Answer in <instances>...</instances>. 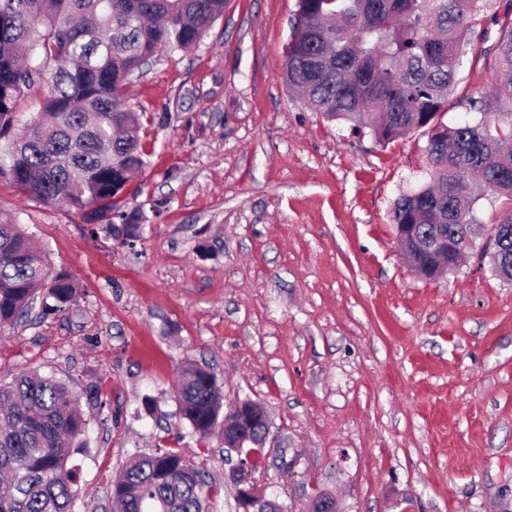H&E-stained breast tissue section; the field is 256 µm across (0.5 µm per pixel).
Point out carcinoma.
Returning a JSON list of instances; mask_svg holds the SVG:
<instances>
[{
	"mask_svg": "<svg viewBox=\"0 0 512 512\" xmlns=\"http://www.w3.org/2000/svg\"><path fill=\"white\" fill-rule=\"evenodd\" d=\"M228 0H0V182L26 198L61 203L91 233L137 237L126 187L146 160L139 117L122 105L141 62L162 48L200 42ZM485 0H298L284 74L304 104L385 145L427 129L428 179L394 201L396 229L414 225L410 256L424 272L435 255L422 243L434 225L463 238L482 223L478 202L499 204L491 232L512 265V6L490 17ZM499 81L488 92L451 99L467 56ZM50 81H45L47 68ZM38 97L40 112L19 126L17 104ZM468 116L436 120L448 107ZM78 292L64 271L49 276L44 249L0 212V332L42 298L63 312ZM178 413L201 437L224 432L217 380L196 365L178 381ZM87 419L70 385L31 371L0 385V512H72L80 493L72 449ZM219 486L176 448L135 456L115 480L112 512H207Z\"/></svg>",
	"mask_w": 512,
	"mask_h": 512,
	"instance_id": "cac0c4a2",
	"label": "carcinoma"
}]
</instances>
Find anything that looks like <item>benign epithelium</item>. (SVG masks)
<instances>
[{"label": "benign epithelium", "mask_w": 512, "mask_h": 512, "mask_svg": "<svg viewBox=\"0 0 512 512\" xmlns=\"http://www.w3.org/2000/svg\"><path fill=\"white\" fill-rule=\"evenodd\" d=\"M483 234V227H478L474 234H467L463 240H450L438 234L432 240L429 250L445 253L451 260H456L459 252L472 244L474 235ZM262 426L260 436L250 432V427ZM271 420L266 408L251 400L239 402L232 411L224 415V448L229 453H236L239 459L224 478L237 490L239 505L243 512H257L258 507L266 502L276 512H284V507L275 499L267 498L257 487L253 474L263 464L264 448L270 434Z\"/></svg>", "instance_id": "1"}]
</instances>
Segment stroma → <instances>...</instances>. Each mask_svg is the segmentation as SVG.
<instances>
[{
  "instance_id": "obj_1",
  "label": "stroma",
  "mask_w": 512,
  "mask_h": 512,
  "mask_svg": "<svg viewBox=\"0 0 512 512\" xmlns=\"http://www.w3.org/2000/svg\"><path fill=\"white\" fill-rule=\"evenodd\" d=\"M297 10L228 0L198 45L160 49L128 85L147 153L134 248L0 183L80 288L0 334V384L35 369L80 398L73 512H111L122 466L160 447L222 484L208 512H241L221 437L177 413L187 363L225 407H266L255 478L292 512L317 489L345 512H512V283L472 250L435 281L408 268L391 211L425 176L427 132L383 146L307 110L284 80Z\"/></svg>"
}]
</instances>
